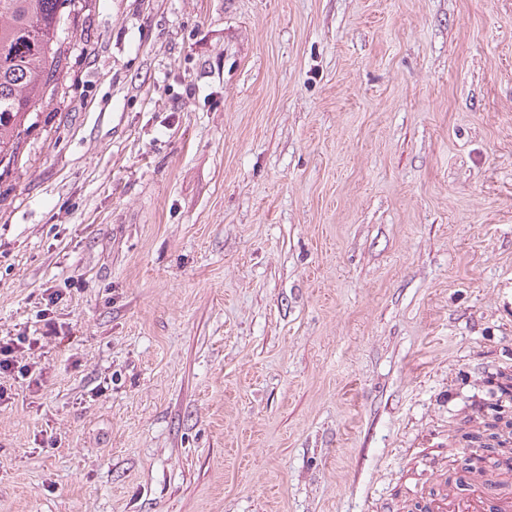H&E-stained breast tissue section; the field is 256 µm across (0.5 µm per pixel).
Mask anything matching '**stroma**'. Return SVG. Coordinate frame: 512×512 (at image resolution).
<instances>
[{"mask_svg": "<svg viewBox=\"0 0 512 512\" xmlns=\"http://www.w3.org/2000/svg\"><path fill=\"white\" fill-rule=\"evenodd\" d=\"M0 175V512H401L512 368V0H72ZM45 321L43 328L37 336H1L0 337V376L2 374L12 375L14 372L17 374L14 380L25 381L29 379L28 385L31 383L38 384L37 377L35 376V369L31 370L33 366L29 363L21 364L22 354L33 353L36 348L42 349L52 341L56 340L55 324L50 319L43 318ZM39 335V336H38ZM8 337V338H6ZM18 355L21 356V361L18 360ZM16 369V371H15Z\"/></svg>", "mask_w": 512, "mask_h": 512, "instance_id": "obj_1", "label": "stroma"}]
</instances>
